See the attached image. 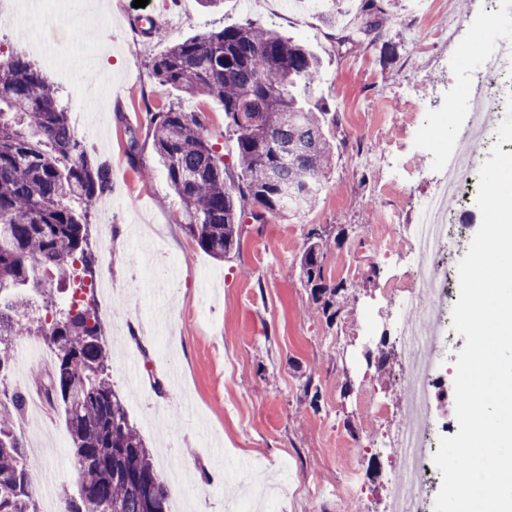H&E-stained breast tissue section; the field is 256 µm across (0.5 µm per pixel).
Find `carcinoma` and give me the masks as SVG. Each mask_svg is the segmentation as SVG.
Wrapping results in <instances>:
<instances>
[{
  "label": "carcinoma",
  "mask_w": 512,
  "mask_h": 512,
  "mask_svg": "<svg viewBox=\"0 0 512 512\" xmlns=\"http://www.w3.org/2000/svg\"><path fill=\"white\" fill-rule=\"evenodd\" d=\"M163 82L191 96H213L236 134L239 183L225 182L223 159L203 136L200 112L175 106L150 113L149 135L170 187L182 202L176 221L215 258L237 248L239 226L263 224L315 203L333 166L327 113L310 103L321 64L306 45L254 23L226 27L171 46L153 63ZM112 189L110 165L92 157L69 107L44 71L22 53L0 56V382L11 371V339L40 336L56 354L41 384L63 407L79 474L64 512H169L168 489L123 398L112 387V356L95 309L59 307L32 325L21 292L46 291L93 273L88 242L92 203ZM327 245L318 238L300 259L304 286L335 318L337 289L325 282ZM27 396L0 388V512H41L16 423Z\"/></svg>",
  "instance_id": "carcinoma-1"
}]
</instances>
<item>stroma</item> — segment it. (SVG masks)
I'll return each mask as SVG.
<instances>
[{"instance_id":"35a3bbf8","label":"stroma","mask_w":512,"mask_h":512,"mask_svg":"<svg viewBox=\"0 0 512 512\" xmlns=\"http://www.w3.org/2000/svg\"><path fill=\"white\" fill-rule=\"evenodd\" d=\"M378 37L359 33L367 16L363 0H101L88 11L79 0H9L10 18L0 25V54L28 55L58 86L70 119L93 156L112 168V234L136 224L153 225L139 246L112 252L113 279L126 289L101 315L112 352V385L150 447L159 473L186 468L170 496L192 497L197 512H219L235 502L247 481L286 470L270 495L236 502L235 512H387L393 470L378 440L402 419L400 370L393 352L396 303L389 282L404 278L399 255L373 257L368 231L379 215L397 209L413 223L417 199L432 190L436 161L423 135L433 115L460 129L468 114L455 106L461 76L476 68L488 49L490 0H383ZM154 16L151 39L139 37L133 19ZM460 20L458 44L438 41L427 57L415 39ZM253 21L308 44L320 57L321 80L311 100L335 115L336 162L314 205L293 217L266 223L245 220L237 249L218 260L200 249L174 215L182 208L147 137L150 112L175 105L204 115V135L225 162L234 138L219 99L190 97L164 85L152 64L174 43ZM81 27L82 42L66 36ZM112 30L101 42L100 28ZM363 112H382L385 123L358 125ZM415 121L403 123L405 113ZM381 142L395 169L365 163V140ZM137 150L148 176L128 160ZM400 181L401 192L381 189ZM328 232L325 277L346 286L333 321L312 317V294L299 276L307 234ZM348 267L335 274L337 259ZM140 332L128 334L130 321ZM139 372L129 376L128 359ZM318 390L317 399L303 391ZM390 412L375 417L368 398ZM25 445L49 438L53 458L30 465L35 493L55 499L75 491L78 473L62 410L21 432Z\"/></svg>"}]
</instances>
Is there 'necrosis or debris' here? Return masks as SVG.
Instances as JSON below:
<instances>
[{
    "instance_id": "1",
    "label": "necrosis or debris",
    "mask_w": 512,
    "mask_h": 512,
    "mask_svg": "<svg viewBox=\"0 0 512 512\" xmlns=\"http://www.w3.org/2000/svg\"><path fill=\"white\" fill-rule=\"evenodd\" d=\"M509 77L512 20L504 17L476 78L466 87L467 125L451 142L441 133L443 119L429 125L427 145L439 167L434 189L418 201L417 221L401 223L394 210L372 227L369 246L375 258L402 253L410 262L407 279L388 286L398 303L394 349L404 390L403 419L385 447L386 459L396 472L388 512H428L430 492L439 478L433 456L448 424L436 420L433 408L447 398V375L454 370L447 354L455 287L448 274V258L466 235L465 225L451 223L448 201L461 198L474 176L497 127L499 94Z\"/></svg>"
}]
</instances>
